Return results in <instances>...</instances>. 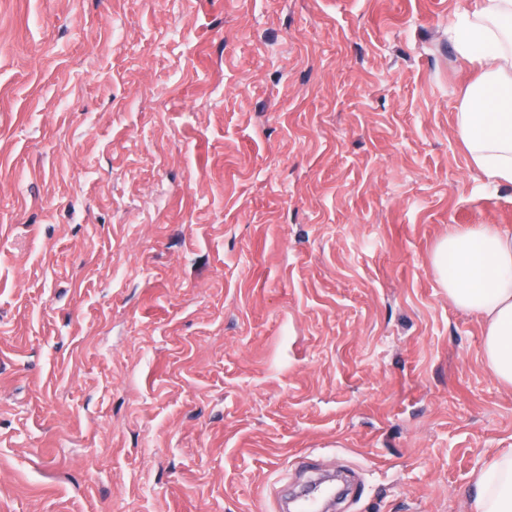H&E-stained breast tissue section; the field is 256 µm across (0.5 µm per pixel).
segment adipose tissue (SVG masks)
<instances>
[{
    "mask_svg": "<svg viewBox=\"0 0 512 512\" xmlns=\"http://www.w3.org/2000/svg\"><path fill=\"white\" fill-rule=\"evenodd\" d=\"M448 43L456 61L476 71L457 107L459 139L482 190L512 187V0H475L449 25ZM434 266L449 301L482 318L483 361L512 388V231L451 228ZM476 488L473 512H512V448L486 464Z\"/></svg>",
    "mask_w": 512,
    "mask_h": 512,
    "instance_id": "1",
    "label": "adipose tissue"
}]
</instances>
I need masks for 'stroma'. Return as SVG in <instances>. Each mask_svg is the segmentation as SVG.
Wrapping results in <instances>:
<instances>
[{"instance_id":"obj_1","label":"stroma","mask_w":512,"mask_h":512,"mask_svg":"<svg viewBox=\"0 0 512 512\" xmlns=\"http://www.w3.org/2000/svg\"><path fill=\"white\" fill-rule=\"evenodd\" d=\"M471 0H0V512H472L512 388L433 267L512 229ZM448 26L456 61L476 70L457 107L459 139L480 188L512 187V0H474Z\"/></svg>"}]
</instances>
